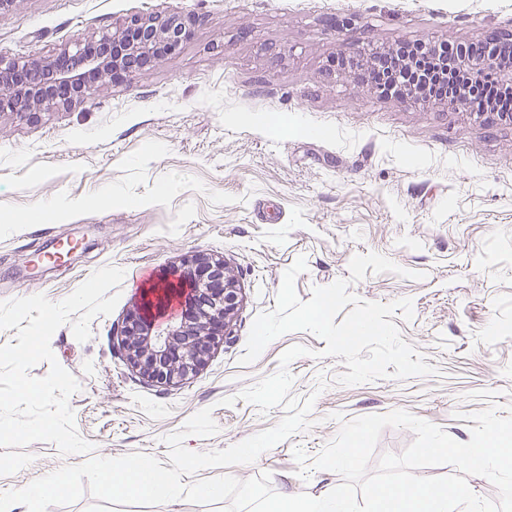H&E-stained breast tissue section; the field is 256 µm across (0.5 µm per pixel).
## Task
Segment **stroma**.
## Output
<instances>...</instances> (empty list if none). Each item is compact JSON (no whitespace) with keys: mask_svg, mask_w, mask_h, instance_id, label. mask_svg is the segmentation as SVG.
<instances>
[{"mask_svg":"<svg viewBox=\"0 0 512 512\" xmlns=\"http://www.w3.org/2000/svg\"><path fill=\"white\" fill-rule=\"evenodd\" d=\"M174 13L195 19L175 54L128 81L99 83L75 107L0 113V301L41 294L58 303L98 269L124 272L115 309L92 320L89 340L65 324L50 342L79 384L69 404L90 455L141 452L171 468L166 436L205 408L218 431L187 437L189 450H221L276 426L283 407L263 412L239 394L275 374L295 345L313 351L288 367L292 396L315 399L311 428L199 478L267 472L275 492L326 495L342 478L314 462L341 422L397 409L469 441L466 416L486 406L473 392L512 403V122L385 96L334 60L369 45L512 33V0H17L0 11V60L48 56L130 18ZM168 180L175 191L159 193ZM370 252L420 277L370 273L350 292L410 299L412 320L393 322L436 374L343 385L340 358L322 356L325 341L305 331L240 365L255 318L274 309L298 257L308 265L296 279L306 301L313 287L349 279L351 258ZM193 254L225 258L239 315L199 372L158 387L127 365L117 334L145 283ZM87 456L49 442L0 448V492ZM224 508L118 505L86 493L47 512Z\"/></svg>","mask_w":512,"mask_h":512,"instance_id":"35a3bbf8","label":"stroma"}]
</instances>
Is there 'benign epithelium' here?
<instances>
[{
  "label": "benign epithelium",
  "mask_w": 512,
  "mask_h": 512,
  "mask_svg": "<svg viewBox=\"0 0 512 512\" xmlns=\"http://www.w3.org/2000/svg\"><path fill=\"white\" fill-rule=\"evenodd\" d=\"M193 35L189 18L174 14L163 20L133 18L121 31L102 33L61 48L51 58L0 64V112L31 113L80 102L90 84L134 74L131 58L158 62L176 53ZM494 38L481 53L462 44L454 57L437 61L445 72L455 67L477 75L494 72L512 85V69L498 67ZM78 66H72V63ZM155 292L141 293L124 320L122 343L127 363L159 386L178 385L196 374L212 352L231 338L240 307L236 276L224 259L189 256L181 267L154 283Z\"/></svg>",
  "instance_id": "benign-epithelium-1"
}]
</instances>
